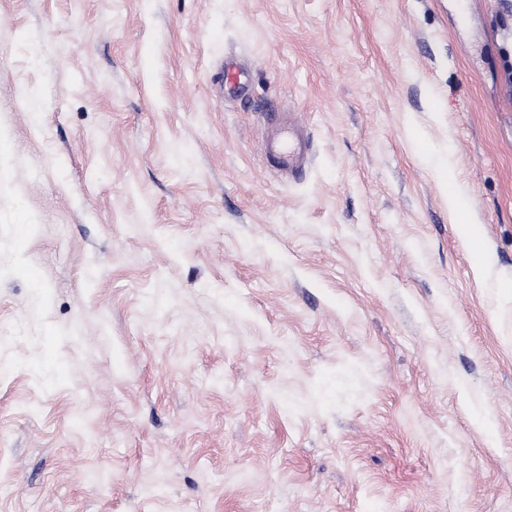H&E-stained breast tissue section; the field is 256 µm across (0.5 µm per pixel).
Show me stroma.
Returning <instances> with one entry per match:
<instances>
[{
	"label": "stroma",
	"instance_id": "obj_1",
	"mask_svg": "<svg viewBox=\"0 0 512 512\" xmlns=\"http://www.w3.org/2000/svg\"><path fill=\"white\" fill-rule=\"evenodd\" d=\"M0 512H512V0H0ZM275 113L276 112H271L270 120L276 123V133L279 134L288 130V133L296 138L299 145L297 148L293 149L289 142L288 148L283 149L281 154L278 155L276 166L281 171L296 174L303 169L307 160L305 136L290 116H288L287 124L286 121H283V118L277 117Z\"/></svg>",
	"mask_w": 512,
	"mask_h": 512
}]
</instances>
